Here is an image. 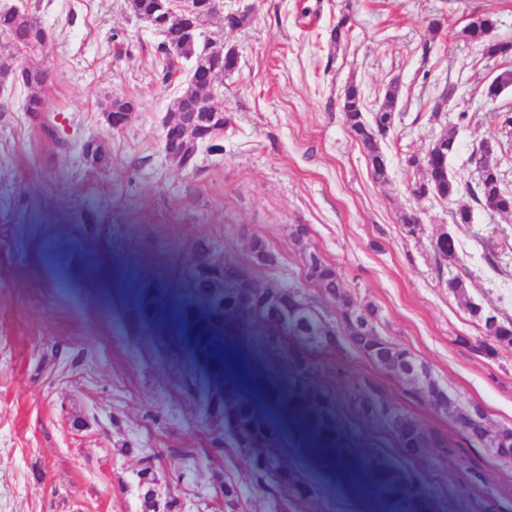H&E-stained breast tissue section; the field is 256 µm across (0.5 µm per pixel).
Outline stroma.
I'll list each match as a JSON object with an SVG mask.
<instances>
[{"label":"stroma","instance_id":"obj_1","mask_svg":"<svg viewBox=\"0 0 512 512\" xmlns=\"http://www.w3.org/2000/svg\"><path fill=\"white\" fill-rule=\"evenodd\" d=\"M53 38L21 62L47 71L43 110L25 112L23 89L0 93V512H141L150 469L161 512H382L360 483L336 477L309 453L306 423L388 486L403 512H512V460L468 443L423 389L380 368L348 338L313 350L315 376L292 371L262 346L258 324H230L224 358L252 380L217 373L194 340L142 317L137 288L169 279L182 303L199 244L247 266L263 287L292 284L324 322L340 306L305 277V246L341 275L358 307L377 310L383 339L406 349L459 405H479L489 429L512 428V348L489 358L471 348L482 330L468 303L512 319V215L477 204L470 157L497 141L512 151V89L487 84L502 69L465 40L464 28L494 13V38L512 40V0H224L246 23L207 27L239 53L213 91L228 117L216 149L180 168L163 149L178 95L162 79L161 35L128 0H27ZM441 19L442 31L428 23ZM343 25L340 42L331 32ZM360 88L368 111L397 85L395 123L380 147L388 178L376 181L347 129L343 91ZM136 101L124 129L102 111ZM457 151L449 172L460 191L415 194L425 179L408 156L424 155L444 131ZM103 146L107 168L83 153ZM469 208L472 221L454 212ZM416 215L408 234L399 218ZM448 232L457 261L433 240ZM277 257L258 263L253 241ZM462 276L465 296L448 291ZM375 383L425 429L446 435L449 455L404 456L391 427L363 417L357 390ZM276 390L280 405L264 403ZM253 404L259 431L310 496L284 505L257 487L248 457L208 403ZM234 497H225L226 489Z\"/></svg>","mask_w":512,"mask_h":512}]
</instances>
